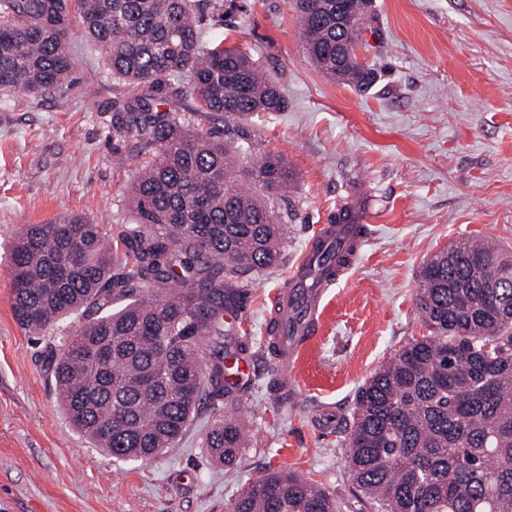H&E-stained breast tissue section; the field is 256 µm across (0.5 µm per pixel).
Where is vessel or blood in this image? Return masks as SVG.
I'll return each instance as SVG.
<instances>
[{"instance_id": "1", "label": "vessel or blood", "mask_w": 512, "mask_h": 512, "mask_svg": "<svg viewBox=\"0 0 512 512\" xmlns=\"http://www.w3.org/2000/svg\"><path fill=\"white\" fill-rule=\"evenodd\" d=\"M368 234L352 238L347 226L320 224L289 270L283 288L274 296L272 306L278 311L281 324L276 336L270 337L273 357L280 369L279 391L287 395L297 392L294 368L302 354L321 330L323 304L330 288L346 275L350 264H332L329 277L322 279L317 288L306 289L305 283L312 276L316 265L336 249L350 244L364 246Z\"/></svg>"}]
</instances>
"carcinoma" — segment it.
Listing matches in <instances>:
<instances>
[{"label":"carcinoma","instance_id":"carcinoma-1","mask_svg":"<svg viewBox=\"0 0 512 512\" xmlns=\"http://www.w3.org/2000/svg\"><path fill=\"white\" fill-rule=\"evenodd\" d=\"M294 0L308 54L358 91L373 69L339 46L361 39L373 0ZM223 0H0V90L39 94L67 81V39L106 51L127 86L113 128L137 150L129 196L135 224L107 242L75 214L26 224L10 253L18 325L47 336L76 326L47 364L64 414L119 461L174 447L203 404L224 399V313L242 307L247 276L279 263L282 224L269 201L293 173L251 151L243 125L283 112L282 89L247 53L200 40L201 12ZM224 115V136L191 133L179 108ZM428 334L406 342L363 383L346 468L373 512H512V255L458 239L419 272ZM231 461L245 435L220 415L205 438ZM233 512H342L318 482L281 470L251 483Z\"/></svg>","mask_w":512,"mask_h":512}]
</instances>
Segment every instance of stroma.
Instances as JSON below:
<instances>
[{
  "instance_id": "obj_1",
  "label": "stroma",
  "mask_w": 512,
  "mask_h": 512,
  "mask_svg": "<svg viewBox=\"0 0 512 512\" xmlns=\"http://www.w3.org/2000/svg\"><path fill=\"white\" fill-rule=\"evenodd\" d=\"M206 14L208 41L250 54L288 107L253 115L255 154L282 156L295 183L275 206L284 223L278 268L251 275L242 308L224 317L225 353L255 381L219 413L246 446L230 463L204 445L202 408L160 455L120 462L68 423L45 359L58 336L28 335L11 309L9 248L19 228L78 214L115 236L133 216L135 157L113 131L125 84L103 49L73 34L68 81L33 95L0 90V512H231L256 479L280 470L321 482L346 512H368L347 469L344 420L356 392L409 339L426 335L416 306L422 264L481 237L512 252V0H374L358 91L319 70L292 0H235ZM366 195L371 238L329 290L322 331L282 404L265 315L316 225Z\"/></svg>"
}]
</instances>
